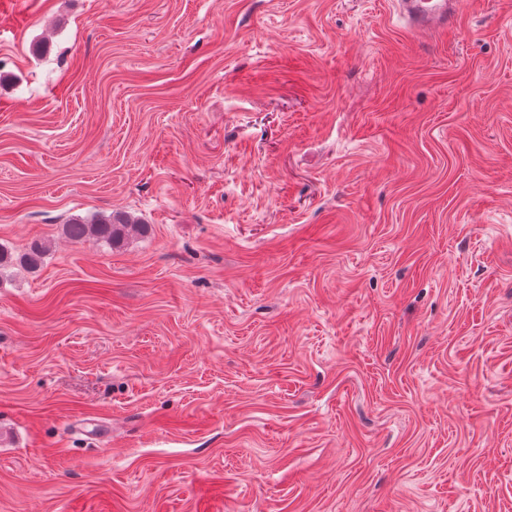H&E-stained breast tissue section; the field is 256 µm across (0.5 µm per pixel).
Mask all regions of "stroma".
Instances as JSON below:
<instances>
[{
  "label": "stroma",
  "instance_id": "35a3bbf8",
  "mask_svg": "<svg viewBox=\"0 0 512 512\" xmlns=\"http://www.w3.org/2000/svg\"><path fill=\"white\" fill-rule=\"evenodd\" d=\"M126 212L118 248L63 224ZM0 512H512V0H0ZM398 20L415 36L447 35L467 2L462 0H397ZM49 246L41 240H35L30 245L19 252L7 253L6 248L0 246V269L5 268V264L17 266L28 271H35L41 264V260Z\"/></svg>",
  "mask_w": 512,
  "mask_h": 512
}]
</instances>
